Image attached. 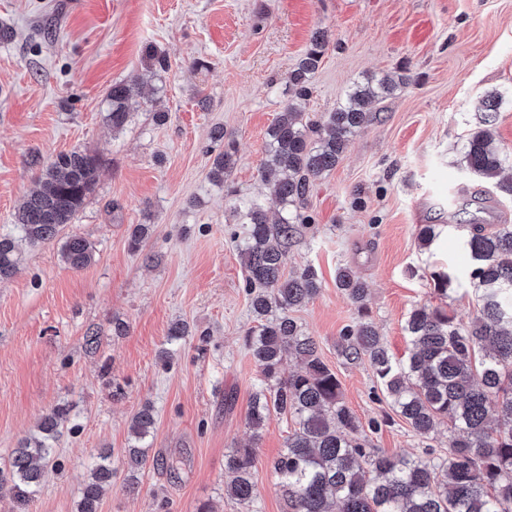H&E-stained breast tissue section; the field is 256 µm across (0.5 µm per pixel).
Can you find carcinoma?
<instances>
[{
    "label": "carcinoma",
    "instance_id": "carcinoma-1",
    "mask_svg": "<svg viewBox=\"0 0 512 512\" xmlns=\"http://www.w3.org/2000/svg\"><path fill=\"white\" fill-rule=\"evenodd\" d=\"M325 50L324 35L312 34L307 50L288 73L292 97L267 130L263 181L274 185L280 215L271 222L255 200L240 197L233 208L231 238L241 258L245 288L251 296L256 326L246 342L264 378L252 395L248 422L254 430L268 416L291 418L284 451L273 470L288 494L292 512H512V224H470L463 248L470 264L461 272L434 274V292L446 296L468 282L475 288L478 314L463 322L430 303L414 306L403 330L410 350L397 358L379 336L365 300L368 289L349 266L336 269V287L357 306L358 317L340 336V354L348 360L367 359L394 413L421 436L448 422V455L419 458L375 454L358 435L359 421L346 404L336 373L323 361L316 340L305 334L293 313L320 291L315 271L305 267L284 273L288 239L295 225L308 222L305 198L312 182L333 170L352 138L373 120L369 105L409 84L371 75L354 84L346 102L318 120L306 116L310 80ZM131 89L112 84L106 120L115 131L131 117ZM498 109L489 96L480 104L483 126L469 134L461 165L512 197V181L499 175L512 156L494 144L490 124ZM211 142L219 147L210 175L216 181L235 165L236 147L216 126ZM97 157L82 151L58 154L40 177V186L23 202L16 223L32 245L55 238L73 223L96 182ZM437 225L418 226L419 247L427 249ZM63 256L73 269L88 266L94 245L71 235ZM17 267L13 239L0 236V279ZM301 364L280 376L282 354ZM68 421L62 407L44 417L40 434L24 439L0 466V493L26 504L38 492L53 459L52 442ZM156 414L144 405L132 417L125 449L128 488L137 486L147 462L145 439L153 432ZM112 453L99 456L85 483L77 512H98L103 488L112 483ZM253 448H236L226 458L232 480L226 495L239 512H252L257 488Z\"/></svg>",
    "mask_w": 512,
    "mask_h": 512
}]
</instances>
